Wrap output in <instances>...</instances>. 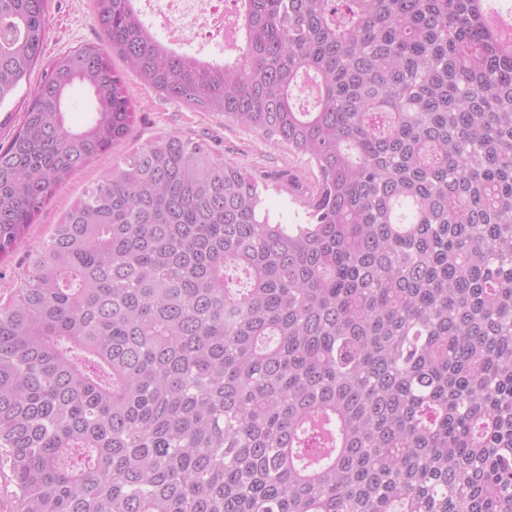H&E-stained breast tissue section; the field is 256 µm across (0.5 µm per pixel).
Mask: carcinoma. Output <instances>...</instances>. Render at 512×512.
Listing matches in <instances>:
<instances>
[{
    "label": "carcinoma",
    "mask_w": 512,
    "mask_h": 512,
    "mask_svg": "<svg viewBox=\"0 0 512 512\" xmlns=\"http://www.w3.org/2000/svg\"><path fill=\"white\" fill-rule=\"evenodd\" d=\"M235 2L218 63L94 0L104 39L45 65L0 144V256L127 135L114 53L316 170L308 222L275 224L160 135L29 250L0 300L12 512H512V45L485 0ZM47 4L0 0V106ZM90 112H92L90 96L83 89L76 88L72 93L67 114L68 123L74 128L82 127L87 122Z\"/></svg>",
    "instance_id": "cac0c4a2"
}]
</instances>
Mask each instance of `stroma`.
<instances>
[{
    "label": "stroma",
    "mask_w": 512,
    "mask_h": 512,
    "mask_svg": "<svg viewBox=\"0 0 512 512\" xmlns=\"http://www.w3.org/2000/svg\"><path fill=\"white\" fill-rule=\"evenodd\" d=\"M93 0H49L44 60L87 43L101 42L103 34L95 22ZM112 65L122 73L127 95L135 110L128 137L104 155L76 172L55 193L49 204L28 228L21 243L0 258V297L18 288L30 245L47 237L63 215L93 185L113 158L131 152L154 136L170 133L206 140L225 162L254 177L261 190V209L271 222L302 224L307 220L306 199L314 183L307 159L295 156L281 145L264 142L247 129L224 124L210 113L198 111L163 98L128 70L120 58ZM43 69L35 67L11 99L0 107V142H6L23 120V112L38 85Z\"/></svg>",
    "instance_id": "1"
}]
</instances>
